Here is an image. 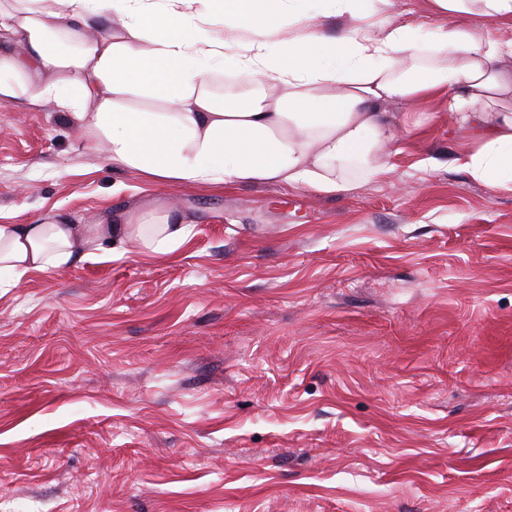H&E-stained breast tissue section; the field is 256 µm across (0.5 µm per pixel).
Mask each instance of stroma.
I'll use <instances>...</instances> for the list:
<instances>
[{"instance_id": "1", "label": "stroma", "mask_w": 512, "mask_h": 512, "mask_svg": "<svg viewBox=\"0 0 512 512\" xmlns=\"http://www.w3.org/2000/svg\"><path fill=\"white\" fill-rule=\"evenodd\" d=\"M351 191L153 186L0 111V220L178 205L175 258L0 290V512H512V193L428 99Z\"/></svg>"}]
</instances>
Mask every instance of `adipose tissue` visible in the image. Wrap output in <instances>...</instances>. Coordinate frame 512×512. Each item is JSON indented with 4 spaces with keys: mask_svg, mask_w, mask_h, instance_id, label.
Returning a JSON list of instances; mask_svg holds the SVG:
<instances>
[{
    "mask_svg": "<svg viewBox=\"0 0 512 512\" xmlns=\"http://www.w3.org/2000/svg\"><path fill=\"white\" fill-rule=\"evenodd\" d=\"M11 0L0 4V103H54L91 149L157 185L272 183L323 195L389 175L384 144L398 127L383 107L433 98L481 135L461 157L475 182L512 192V39L451 24L463 13L512 20V0H431L432 33L372 20L367 0ZM118 29L87 36L90 10ZM346 22L341 36L314 13ZM435 57L423 65V54ZM221 66L251 85L225 97ZM192 226L181 211L0 223V288L135 245L173 253Z\"/></svg>",
    "mask_w": 512,
    "mask_h": 512,
    "instance_id": "obj_1",
    "label": "adipose tissue"
}]
</instances>
